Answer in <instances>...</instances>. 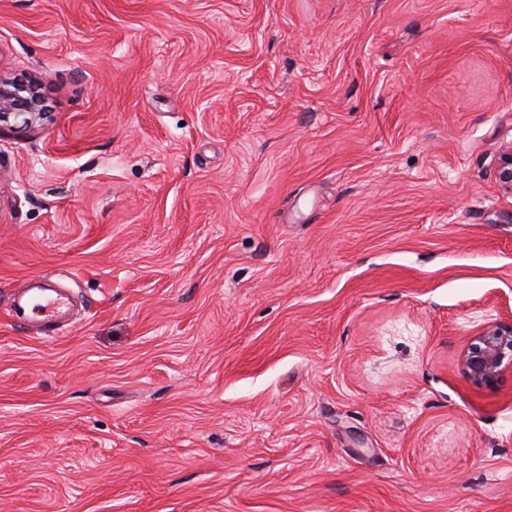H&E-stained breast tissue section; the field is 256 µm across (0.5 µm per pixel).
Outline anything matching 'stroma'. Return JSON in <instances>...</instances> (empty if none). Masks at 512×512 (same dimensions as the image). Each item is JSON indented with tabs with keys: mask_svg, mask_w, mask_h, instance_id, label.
I'll return each mask as SVG.
<instances>
[{
	"mask_svg": "<svg viewBox=\"0 0 512 512\" xmlns=\"http://www.w3.org/2000/svg\"><path fill=\"white\" fill-rule=\"evenodd\" d=\"M0 73V512H512V0H0ZM39 85L36 80H15L0 73V128L2 123H9L11 117L21 118L18 128L26 129L44 119L45 107L43 99L37 92ZM17 295L19 302L32 314L30 320L35 322L37 333L45 334L47 328L57 325L59 311L65 304L57 288H50L46 283L35 286L32 279L23 283ZM507 355H512V322L487 327L468 348L463 365L475 383L490 382Z\"/></svg>",
	"mask_w": 512,
	"mask_h": 512,
	"instance_id": "35a3bbf8",
	"label": "stroma"
}]
</instances>
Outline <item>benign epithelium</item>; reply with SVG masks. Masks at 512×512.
<instances>
[{"instance_id": "7a95c632", "label": "benign epithelium", "mask_w": 512, "mask_h": 512, "mask_svg": "<svg viewBox=\"0 0 512 512\" xmlns=\"http://www.w3.org/2000/svg\"><path fill=\"white\" fill-rule=\"evenodd\" d=\"M37 81L30 83L0 74V124L14 118L26 129L44 119L43 99L37 92ZM498 179L512 194V146L499 157ZM508 355H512V323L487 327L470 345L463 358L467 375L477 384L490 382Z\"/></svg>"}]
</instances>
